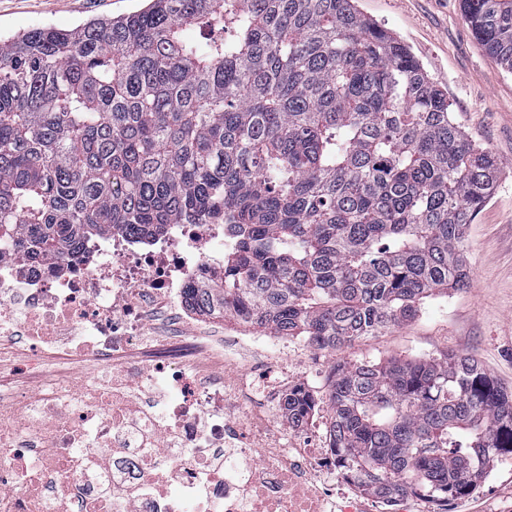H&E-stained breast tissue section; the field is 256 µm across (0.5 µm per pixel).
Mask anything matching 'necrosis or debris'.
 <instances>
[{
  "mask_svg": "<svg viewBox=\"0 0 512 512\" xmlns=\"http://www.w3.org/2000/svg\"><path fill=\"white\" fill-rule=\"evenodd\" d=\"M230 246L223 225L174 224L65 262L0 256V512H363L331 440L272 446L232 406L222 343L180 335ZM71 360L90 375L58 372Z\"/></svg>",
  "mask_w": 512,
  "mask_h": 512,
  "instance_id": "necrosis-or-debris-1",
  "label": "necrosis or debris"
}]
</instances>
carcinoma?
I'll return each instance as SVG.
<instances>
[{"label":"carcinoma","mask_w":512,"mask_h":512,"mask_svg":"<svg viewBox=\"0 0 512 512\" xmlns=\"http://www.w3.org/2000/svg\"><path fill=\"white\" fill-rule=\"evenodd\" d=\"M461 3L512 68V0ZM497 169L354 0H149L0 38V248L62 260L100 232L222 224L233 249L194 303L321 349L465 284ZM312 404L299 388L282 409ZM328 404L336 458L377 498L440 508L512 456V392L469 355L343 363Z\"/></svg>","instance_id":"carcinoma-1"}]
</instances>
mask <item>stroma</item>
Instances as JSON below:
<instances>
[{
	"label": "stroma",
	"mask_w": 512,
	"mask_h": 512,
	"mask_svg": "<svg viewBox=\"0 0 512 512\" xmlns=\"http://www.w3.org/2000/svg\"><path fill=\"white\" fill-rule=\"evenodd\" d=\"M145 0H0V36L12 37L37 25L68 29L93 18L137 11ZM357 9L386 28L416 56L431 81L448 93L449 110L463 134L491 151L499 163L494 192L470 225L464 260L469 281L428 301L419 316L338 351L315 349L296 337L282 359L249 349L224 352L229 378L287 372L302 378L325 399L333 370L346 362H380L393 357L455 352L474 356L512 391V70L485 53L474 38L461 0H356ZM245 420L261 418L278 444L317 443L316 432L291 433L279 404L244 395ZM448 512H512V464L494 461L470 496Z\"/></svg>",
	"instance_id": "stroma-1"
}]
</instances>
